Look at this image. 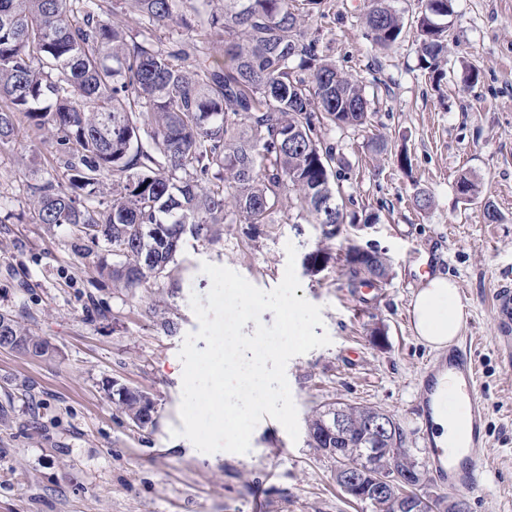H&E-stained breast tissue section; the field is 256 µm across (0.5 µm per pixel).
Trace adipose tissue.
<instances>
[{"label":"adipose tissue","instance_id":"ef3b65f1","mask_svg":"<svg viewBox=\"0 0 512 512\" xmlns=\"http://www.w3.org/2000/svg\"><path fill=\"white\" fill-rule=\"evenodd\" d=\"M411 320L416 335L429 349H445L456 339L462 324V307L448 276L438 274L423 283L412 302Z\"/></svg>","mask_w":512,"mask_h":512}]
</instances>
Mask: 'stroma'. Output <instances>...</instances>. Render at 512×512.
<instances>
[{"label":"stroma","instance_id":"obj_1","mask_svg":"<svg viewBox=\"0 0 512 512\" xmlns=\"http://www.w3.org/2000/svg\"><path fill=\"white\" fill-rule=\"evenodd\" d=\"M370 3L324 0V18L308 23L369 101L367 127L323 132L342 158L347 222L335 237L288 196L269 223H225L215 244L186 240L171 275L131 295L99 275L98 261L112 258L106 247L82 258L68 226L30 223L28 185L50 173L53 144L23 132L0 147V210L13 214L0 223V313L53 348L43 358L0 348V512H371L341 492L333 461L307 435L291 440L274 419L258 423L246 454H205L171 434L183 426L179 351L199 328L190 296L211 288L202 264L269 291L283 279L289 243L295 295L320 306L314 332L332 339L287 364L299 421L330 402L379 407L425 462L416 401L437 354L418 341L410 307L424 275H446L474 338L486 408V485L467 495L469 512H512V368L493 344L492 314L497 287L512 285V0H454L448 51L434 73L419 52L418 0H391L405 27L387 50L365 37ZM402 151L410 169L397 164ZM465 174L482 183L469 203L456 190ZM420 192L430 209L415 206ZM351 247L385 257L387 282L350 292ZM319 249L328 254L321 267L311 259ZM116 383L152 396L155 427L116 409Z\"/></svg>","mask_w":512,"mask_h":512}]
</instances>
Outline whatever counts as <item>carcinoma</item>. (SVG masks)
I'll list each match as a JSON object with an SVG mask.
<instances>
[{
	"instance_id": "carcinoma-1",
	"label": "carcinoma",
	"mask_w": 512,
	"mask_h": 512,
	"mask_svg": "<svg viewBox=\"0 0 512 512\" xmlns=\"http://www.w3.org/2000/svg\"><path fill=\"white\" fill-rule=\"evenodd\" d=\"M134 28L112 24L108 0H0V146L21 125L49 135L56 147L51 175L29 185L33 224H68L74 251L90 255L104 242L115 261L100 273L131 293L169 272L182 243H215L228 213L266 224L293 193L300 209L330 238L344 214L336 199V148L324 126L367 121L359 81L319 50L305 18L322 0H224L203 13L193 0H128ZM452 0H426L417 16L419 50L436 71L447 52ZM180 24L198 37L163 50L156 32ZM367 36L391 47L404 21L389 0H373ZM309 72L298 78L294 66ZM112 181V194L100 187ZM348 287L384 280L388 266L375 252L346 253ZM0 347L28 357L49 344L9 314H0ZM112 403L142 428L153 399L124 385ZM348 408L353 428L345 443L327 433L333 411ZM364 408L326 403L307 420L309 446L363 473L396 449L397 468H419L404 447L401 425L391 444L362 438Z\"/></svg>"
}]
</instances>
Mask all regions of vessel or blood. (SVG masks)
I'll return each instance as SVG.
<instances>
[{"label": "vessel or blood", "instance_id": "1", "mask_svg": "<svg viewBox=\"0 0 512 512\" xmlns=\"http://www.w3.org/2000/svg\"><path fill=\"white\" fill-rule=\"evenodd\" d=\"M496 343L506 362L512 366V288H499L494 296ZM452 380L454 387L445 392L443 380ZM422 401L417 416L425 430H432L439 410L448 413L449 425L464 422L465 430L453 442L442 446L430 443L427 462L440 484L467 493L485 487V472L479 452L486 444V410L478 388L475 360L467 343L448 346L440 358L421 374Z\"/></svg>", "mask_w": 512, "mask_h": 512}]
</instances>
